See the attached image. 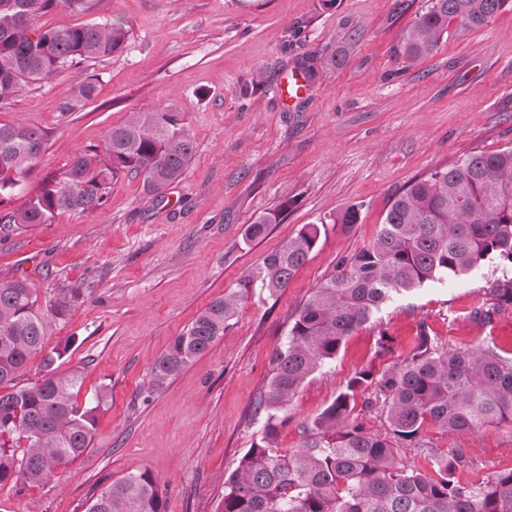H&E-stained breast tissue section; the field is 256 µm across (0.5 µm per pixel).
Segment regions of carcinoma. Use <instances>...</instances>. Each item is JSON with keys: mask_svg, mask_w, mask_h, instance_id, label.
<instances>
[{"mask_svg": "<svg viewBox=\"0 0 512 512\" xmlns=\"http://www.w3.org/2000/svg\"><path fill=\"white\" fill-rule=\"evenodd\" d=\"M103 0H0V103L32 82L66 66L122 51L129 30L110 22L55 29L36 18L59 5L80 13ZM507 0H429L404 35L407 58L432 53L451 23L484 25ZM45 133L23 124L0 125V204L39 156ZM194 152L182 113L174 108L131 112L110 131L103 150L80 153L58 177L14 209H0L6 231L46 224L59 211L90 213L105 200L122 172L143 176L149 192L163 198ZM321 229L305 224L278 250L268 253L213 300L173 338L152 370L161 389L182 368L224 335L240 297H274L307 261ZM512 267V146L478 153L414 180L392 201L372 241L344 259L316 288L288 328L287 340L270 357V376L255 398L253 414L265 418L263 434L224 481L218 512H512V468L472 478L464 448L441 449L428 428L450 435L512 424V360L495 344L454 351L438 346L426 323L410 350L379 373L360 370L313 422L299 446L276 447L278 412L304 382L336 358L344 340L394 297L429 282L470 272L486 261ZM473 318L489 323L512 306V276L493 280ZM81 296L60 288L50 303L57 319ZM37 288L25 279H0V487L23 481L39 486L58 467L89 448L106 392L83 406L77 369L55 367L66 348L44 351ZM42 354L43 374L20 383L30 358ZM382 397L386 435L349 422L356 393ZM417 448L432 469L427 474L399 452ZM83 512H165L148 471L103 487Z\"/></svg>", "mask_w": 512, "mask_h": 512, "instance_id": "1", "label": "carcinoma"}]
</instances>
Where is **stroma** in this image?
<instances>
[{
	"label": "stroma",
	"instance_id": "1",
	"mask_svg": "<svg viewBox=\"0 0 512 512\" xmlns=\"http://www.w3.org/2000/svg\"><path fill=\"white\" fill-rule=\"evenodd\" d=\"M428 0H103L96 11L60 7L42 27L109 18L130 31L112 56L64 68L0 104V124L47 134L8 206L20 204L74 157L102 148L129 113L166 105L184 115L195 150L182 177L154 199L142 176H116L102 206L0 231V279L25 278L45 310L56 289H81L66 319L47 314V347L61 370H81L78 402L106 391L89 449L44 485L0 487V512H82L103 486L150 472L166 512H216L224 481L263 432L252 402L272 351L303 303L342 258L375 236L396 194L472 153L512 146V4L474 29L449 26L436 50L408 61L407 29ZM344 52L336 69L321 58ZM96 80L92 100L75 87ZM357 206L356 224L335 218ZM265 233L242 235L258 217ZM321 225V238L287 288L240 298L235 318L204 354L152 385L174 336L263 255ZM502 275L494 260L396 297L346 337L280 412L277 444L302 431L359 370L403 358L427 322L440 345L495 343L512 358V307L493 321L471 309ZM392 353L379 355L380 336ZM427 434L468 449L477 474L512 466V425L475 434Z\"/></svg>",
	"mask_w": 512,
	"mask_h": 512
}]
</instances>
